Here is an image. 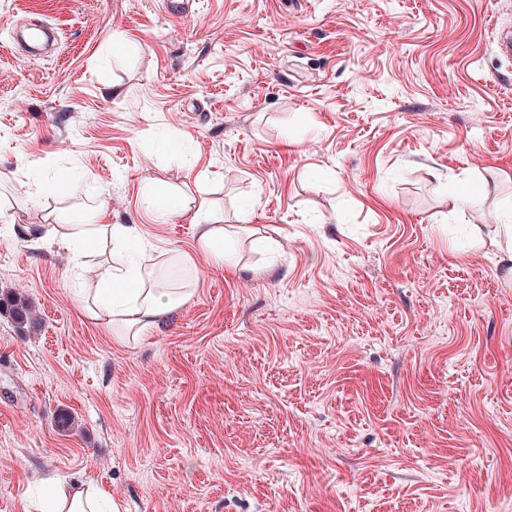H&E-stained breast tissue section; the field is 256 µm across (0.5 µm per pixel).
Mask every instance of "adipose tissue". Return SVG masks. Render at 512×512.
<instances>
[{
  "label": "adipose tissue",
  "mask_w": 512,
  "mask_h": 512,
  "mask_svg": "<svg viewBox=\"0 0 512 512\" xmlns=\"http://www.w3.org/2000/svg\"><path fill=\"white\" fill-rule=\"evenodd\" d=\"M93 213L95 223L53 227L55 237L76 253L75 277L83 278L89 271L94 274L82 311L90 320L115 331L117 342L142 338L160 326L172 310L188 302L193 291L189 288L161 291L154 280V268L142 259L117 266L106 260L96 263L94 268H86L84 259L89 251L127 236L125 229L102 223V205H95ZM189 221L198 228L200 249L225 266H233L234 247L223 215L200 206ZM22 512H112V498L94 484L78 483L61 474L52 479L51 490L44 499L23 502Z\"/></svg>",
  "instance_id": "1"
}]
</instances>
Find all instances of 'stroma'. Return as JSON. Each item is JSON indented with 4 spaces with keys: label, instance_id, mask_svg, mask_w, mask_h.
<instances>
[{
    "label": "stroma",
    "instance_id": "stroma-1",
    "mask_svg": "<svg viewBox=\"0 0 512 512\" xmlns=\"http://www.w3.org/2000/svg\"><path fill=\"white\" fill-rule=\"evenodd\" d=\"M494 18L512 0H0V296L36 311L0 312V512L55 473L119 512H512ZM24 27L55 33L39 61ZM155 185L223 213L235 268ZM99 200L195 290L127 345L42 230ZM6 303L0 298V311L3 309L11 316L12 320L17 324H24L33 318V308L28 299L20 292L14 291L6 299Z\"/></svg>",
    "mask_w": 512,
    "mask_h": 512
}]
</instances>
